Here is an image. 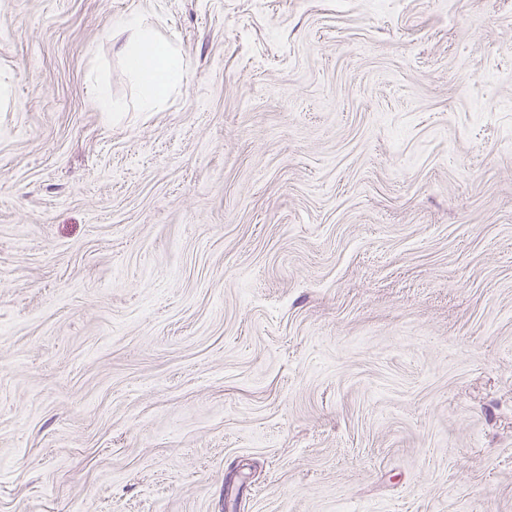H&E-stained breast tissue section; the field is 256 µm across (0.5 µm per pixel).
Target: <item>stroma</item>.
<instances>
[{"mask_svg": "<svg viewBox=\"0 0 512 512\" xmlns=\"http://www.w3.org/2000/svg\"><path fill=\"white\" fill-rule=\"evenodd\" d=\"M0 512H512V0H0ZM122 27L132 32L122 50L126 69L141 85L142 110L152 112L182 82L177 51L137 18Z\"/></svg>", "mask_w": 512, "mask_h": 512, "instance_id": "stroma-1", "label": "stroma"}]
</instances>
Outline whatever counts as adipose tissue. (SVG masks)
Masks as SVG:
<instances>
[{
    "mask_svg": "<svg viewBox=\"0 0 512 512\" xmlns=\"http://www.w3.org/2000/svg\"><path fill=\"white\" fill-rule=\"evenodd\" d=\"M126 28L131 37L123 48L125 66L141 86L143 111L150 112L182 82L177 51L138 19H129Z\"/></svg>",
    "mask_w": 512,
    "mask_h": 512,
    "instance_id": "ef3b65f1",
    "label": "adipose tissue"
}]
</instances>
